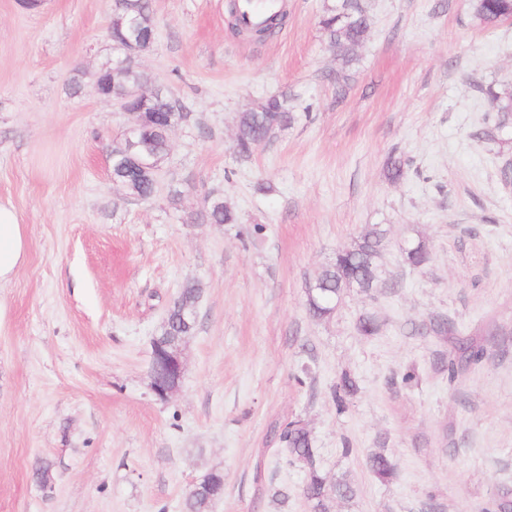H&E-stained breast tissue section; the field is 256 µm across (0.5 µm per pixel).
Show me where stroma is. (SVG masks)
<instances>
[{
    "label": "stroma",
    "instance_id": "obj_1",
    "mask_svg": "<svg viewBox=\"0 0 512 512\" xmlns=\"http://www.w3.org/2000/svg\"><path fill=\"white\" fill-rule=\"evenodd\" d=\"M286 2V25L253 43L229 0H153L156 40L137 63L191 118L140 202L111 175L132 119L94 85L116 56L108 0H0V202L28 236L0 288V512H182L213 471L224 494L207 512H311L307 469L279 442L291 420L318 471L354 486L329 512H484L512 489V121L482 135L493 96L512 93V21L481 24L472 0H363L341 95L326 0ZM280 92L297 121L239 161L238 113ZM392 155L407 161L395 183ZM211 193L238 223L199 220ZM374 226L381 287L311 317L307 283ZM410 241L422 265L405 262ZM189 282L197 327L162 399L152 340ZM441 316L486 353L454 383L448 339L428 330ZM345 371L358 390L340 407ZM378 452L385 481L368 467Z\"/></svg>",
    "mask_w": 512,
    "mask_h": 512
}]
</instances>
